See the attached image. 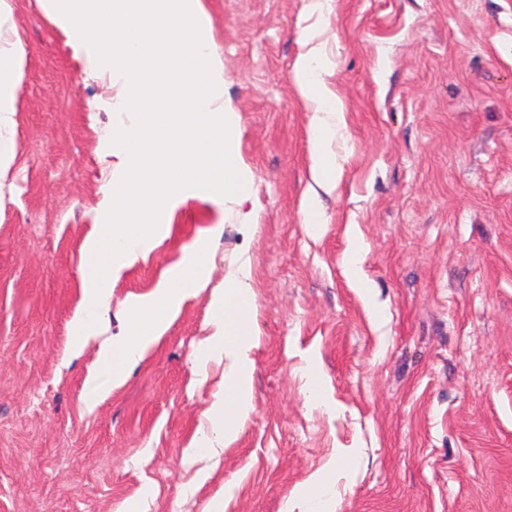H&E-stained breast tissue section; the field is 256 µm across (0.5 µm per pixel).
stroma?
Instances as JSON below:
<instances>
[{"mask_svg":"<svg viewBox=\"0 0 512 512\" xmlns=\"http://www.w3.org/2000/svg\"><path fill=\"white\" fill-rule=\"evenodd\" d=\"M7 2L0 51L27 67L0 128V512H288L319 477L323 512H512V0H203L253 179L240 206L173 205L113 282L105 338L223 225L207 285L116 389L70 336L123 86L86 73L42 0ZM309 52L342 113L330 191L294 78ZM244 261L252 408L193 464L224 387L196 350Z\"/></svg>","mask_w":512,"mask_h":512,"instance_id":"35a3bbf8","label":"stroma"}]
</instances>
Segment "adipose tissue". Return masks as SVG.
<instances>
[{
    "instance_id": "ef3b65f1",
    "label": "adipose tissue",
    "mask_w": 512,
    "mask_h": 512,
    "mask_svg": "<svg viewBox=\"0 0 512 512\" xmlns=\"http://www.w3.org/2000/svg\"><path fill=\"white\" fill-rule=\"evenodd\" d=\"M26 60L18 51L0 53V125L9 123L16 110V91L25 76ZM296 81L303 94L315 106V122L310 146L316 157L314 178L320 186L332 188L333 159L325 144L334 132L337 104L332 94L318 87L308 57H300L295 65ZM223 232L215 224L200 231L185 246L180 259L165 273L150 293L134 297L128 307L129 327L126 333L103 342L99 348V365L113 386H121L131 368L157 344L177 314L182 302L207 282L213 244ZM248 264H240L223 296L212 303L213 332L202 344L201 363L223 359L224 390L206 411L207 428L195 444L198 454L205 455L223 447L250 411L254 360L251 338L253 311L246 282Z\"/></svg>"
}]
</instances>
